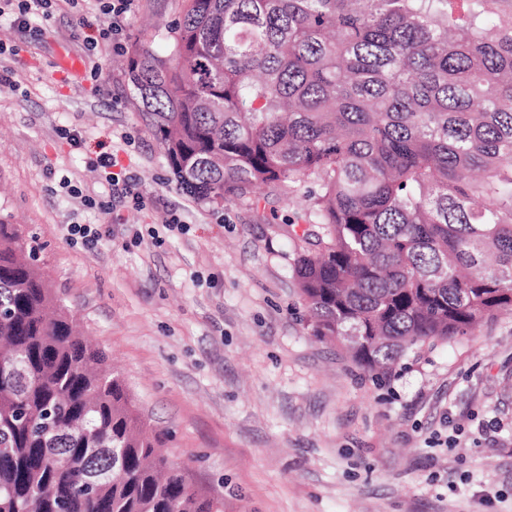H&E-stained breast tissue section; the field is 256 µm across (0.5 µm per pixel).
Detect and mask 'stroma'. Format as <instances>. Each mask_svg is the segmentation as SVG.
<instances>
[{"instance_id":"1","label":"stroma","mask_w":512,"mask_h":512,"mask_svg":"<svg viewBox=\"0 0 512 512\" xmlns=\"http://www.w3.org/2000/svg\"><path fill=\"white\" fill-rule=\"evenodd\" d=\"M181 8L135 0L95 73L86 0L28 32L0 20L21 47L0 54V222L36 236L56 297L224 512H512V314L414 345L385 378L314 336L292 275L303 191L193 200L129 82V49L168 54ZM115 146L145 208L94 167Z\"/></svg>"}]
</instances>
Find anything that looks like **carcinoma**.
<instances>
[{
    "label": "carcinoma",
    "mask_w": 512,
    "mask_h": 512,
    "mask_svg": "<svg viewBox=\"0 0 512 512\" xmlns=\"http://www.w3.org/2000/svg\"><path fill=\"white\" fill-rule=\"evenodd\" d=\"M497 0H182L127 74L179 189L308 181L313 333L376 376L512 312V14ZM0 223V512H224Z\"/></svg>",
    "instance_id": "obj_1"
}]
</instances>
